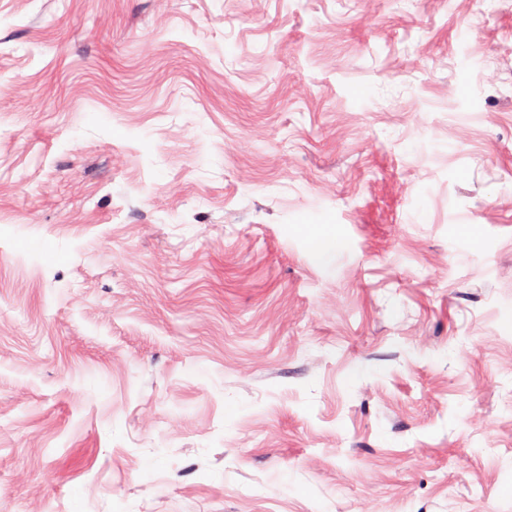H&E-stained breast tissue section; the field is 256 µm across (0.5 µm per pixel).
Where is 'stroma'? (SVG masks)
I'll return each instance as SVG.
<instances>
[{
	"label": "stroma",
	"mask_w": 512,
	"mask_h": 512,
	"mask_svg": "<svg viewBox=\"0 0 512 512\" xmlns=\"http://www.w3.org/2000/svg\"><path fill=\"white\" fill-rule=\"evenodd\" d=\"M0 512H512V0H0Z\"/></svg>",
	"instance_id": "obj_1"
}]
</instances>
